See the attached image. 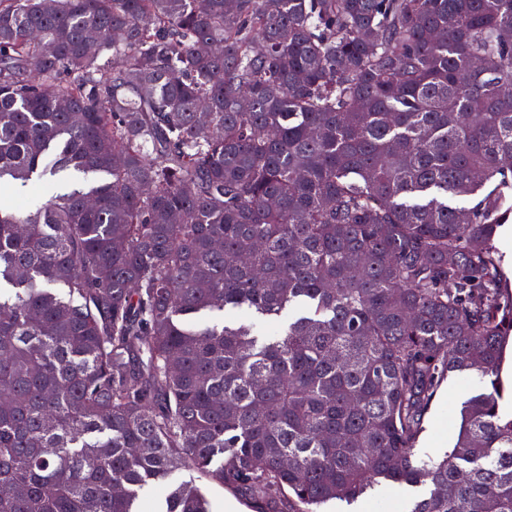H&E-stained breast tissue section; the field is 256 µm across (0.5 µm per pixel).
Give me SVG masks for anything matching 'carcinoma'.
I'll list each match as a JSON object with an SVG mask.
<instances>
[{"label": "carcinoma", "mask_w": 512, "mask_h": 512, "mask_svg": "<svg viewBox=\"0 0 512 512\" xmlns=\"http://www.w3.org/2000/svg\"><path fill=\"white\" fill-rule=\"evenodd\" d=\"M505 30L512 0H0V187L100 180L0 206V512H210L183 470L268 512H512ZM452 376L480 391L420 458ZM496 246L503 255V266L512 284V219L498 229ZM500 384L504 390L500 401L501 411L509 415L512 412V349L511 344L506 347L503 362L499 372ZM468 396L469 391L463 388L457 380H451L443 386L424 417V430L416 446L418 456L443 455L453 447L459 421L448 420L445 409L449 404H458L460 407Z\"/></svg>", "instance_id": "1"}]
</instances>
